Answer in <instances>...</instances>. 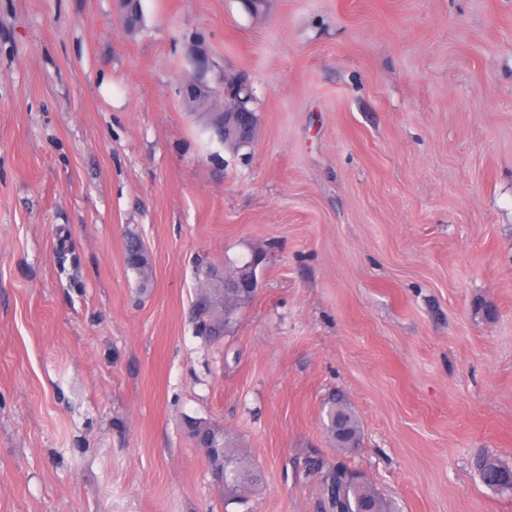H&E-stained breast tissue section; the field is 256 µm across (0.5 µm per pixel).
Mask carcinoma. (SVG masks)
I'll list each match as a JSON object with an SVG mask.
<instances>
[{"mask_svg": "<svg viewBox=\"0 0 512 512\" xmlns=\"http://www.w3.org/2000/svg\"><path fill=\"white\" fill-rule=\"evenodd\" d=\"M213 268L200 271L201 286L192 307V319L199 334L219 339L229 332L235 322L239 305L252 294L244 291L233 296L212 285ZM326 430L343 453H348V443L336 438V422L342 421L349 430L351 441L360 444L361 430L352 407L340 397L328 400ZM188 432L203 449L209 462L224 468V497L237 500L261 484V471L252 464L243 449L235 447L222 433H218L203 422L188 423ZM309 474L315 477L319 491L320 512H364L366 503H371L377 512H391L389 503L371 485L366 476L342 463H333L321 453L314 451L305 457ZM473 466L488 488L500 493H512V467L500 463L481 449L475 455Z\"/></svg>", "mask_w": 512, "mask_h": 512, "instance_id": "obj_1", "label": "carcinoma"}]
</instances>
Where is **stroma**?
Returning a JSON list of instances; mask_svg holds the SVG:
<instances>
[{"label": "stroma", "mask_w": 512, "mask_h": 512, "mask_svg": "<svg viewBox=\"0 0 512 512\" xmlns=\"http://www.w3.org/2000/svg\"><path fill=\"white\" fill-rule=\"evenodd\" d=\"M140 4L0 0V512H317L313 449L397 512H512L470 465L512 466V0ZM238 76L232 152L180 90ZM254 253L206 339L198 268ZM188 417L259 466L244 499ZM215 268L205 267L200 271L201 286L192 307V319L202 336L219 339L229 332L236 318L239 305L253 294L241 291L233 296L225 295L224 288H214L211 273ZM343 398L333 396L328 400V410L326 412L327 423L326 430L328 434L331 436L333 442L342 453H352L349 451L350 448H347L349 443L354 442L355 447L359 446L360 438H361V430L359 421L357 416L352 409V407L347 403V405L342 401ZM343 421L345 426L349 430V435L351 436V440L348 442L339 440L336 438V422Z\"/></svg>", "instance_id": "stroma-1"}]
</instances>
